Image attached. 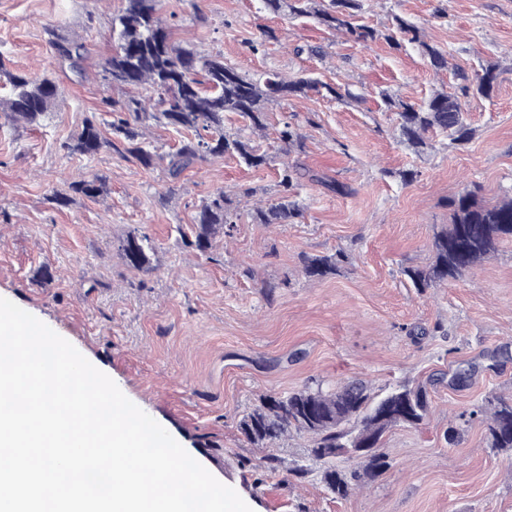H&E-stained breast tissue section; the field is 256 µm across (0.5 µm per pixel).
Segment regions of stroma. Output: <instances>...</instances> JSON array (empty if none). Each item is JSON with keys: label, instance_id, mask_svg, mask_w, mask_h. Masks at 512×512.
Masks as SVG:
<instances>
[{"label": "stroma", "instance_id": "35a3bbf8", "mask_svg": "<svg viewBox=\"0 0 512 512\" xmlns=\"http://www.w3.org/2000/svg\"><path fill=\"white\" fill-rule=\"evenodd\" d=\"M360 4V22L373 28L397 16L416 25L447 55V70L435 71L417 44L360 45L272 15L262 0H162L174 40L202 56L250 76L308 74L356 94L271 102L261 131L226 115L225 133L268 152V163L209 156L174 180L163 166L110 150L87 158L64 148L88 117L110 135L103 99L151 96L100 72L122 0H0V57L15 73L53 76L60 103L35 126L0 114V297L68 340L253 512H512V450L489 448L485 423L460 418L512 396V239L438 288L419 291L405 274L429 263L450 199L512 197V0ZM72 37L88 48L78 73L59 66L51 45ZM311 45L324 55L309 54ZM489 64L491 96L463 101L469 142L434 134L419 152L401 137L384 96L420 104L454 93L458 72L472 77ZM286 123L302 140L284 152L277 132ZM285 161L304 169L287 194L300 213L256 223L255 208L284 195ZM82 175L103 176L104 192L52 201ZM331 181L350 194L330 191ZM219 191L234 226L202 252L190 244L194 219ZM131 234L152 239L150 270L126 265L120 243ZM336 253L334 274L306 275L305 258ZM467 367L466 381L451 384ZM354 380L373 398L425 386L430 411L419 425L386 432L388 468L347 498L322 482L307 436L278 441L272 471L238 430L263 396L332 392ZM296 466L309 474L291 475Z\"/></svg>", "mask_w": 512, "mask_h": 512}]
</instances>
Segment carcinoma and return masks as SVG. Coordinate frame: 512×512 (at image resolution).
<instances>
[{
  "instance_id": "obj_1",
  "label": "carcinoma",
  "mask_w": 512,
  "mask_h": 512,
  "mask_svg": "<svg viewBox=\"0 0 512 512\" xmlns=\"http://www.w3.org/2000/svg\"><path fill=\"white\" fill-rule=\"evenodd\" d=\"M265 7L290 19L312 18L333 32L344 34L355 43L385 39L395 47L408 41L421 48L429 64L436 70L448 67L446 55L420 39L419 29L401 17L394 18L392 26L380 33L357 20L358 0H264ZM114 48L99 66L110 83L153 89L156 99L151 107L130 97L123 101L106 98L102 104L112 114L109 126L112 138L104 137L91 118L85 119L82 129L67 148L83 156L93 157L102 149H111L123 157L131 156L142 166L165 167L170 178L176 180L193 164L208 155L236 153L252 167L266 163L267 157L254 147L233 139L224 133V113L232 112L250 122L252 128L265 126V104L290 95H305L322 88L336 99H354L349 88L331 86L312 78L285 79L276 73L261 78L239 74L219 58H205L191 47L177 44L160 16L159 0H123L120 13L112 20ZM57 58L75 66L83 57L85 46L77 40L52 41ZM0 70L8 78L9 93L0 100V111L15 122L28 124L40 118L56 105L58 90L47 77H32L6 70L0 60ZM459 92H438L427 102L414 105L402 100L385 98L388 110H396L400 130L407 141L419 147L425 145V135L435 130L451 140L465 143L471 137L467 128L461 99L480 94L489 96L494 87L495 74L488 68L472 82L469 76L459 74ZM150 119L163 120L174 129L192 131L194 137L185 139L175 150L159 154L144 146L142 124ZM299 168L283 164L279 186L288 190L299 178ZM105 183L98 176L70 184V190L88 198L104 192ZM450 221L433 240V263L423 269L406 271L420 291L456 280L473 270L496 250L504 237L512 238V198L493 205H483L474 194L467 192L448 203ZM298 215L295 203L288 196L256 211L261 224H279ZM194 245L199 249L211 246L210 238L233 224L230 220V201L219 191L204 201L195 218ZM128 266L142 270L150 264L153 252L147 235L129 236L121 244ZM342 256L335 254L304 261V270L310 277H324L336 271ZM392 402L385 415L372 414L373 405L361 384H350L333 392L304 389L287 396H266L240 420L241 434L251 444L269 447L294 428L311 437V458L324 462L323 448H352L364 445L372 453L356 461L350 474L332 467L323 470V480L334 494L344 498L349 494L350 481L361 483L375 480L387 467L386 455L381 451L384 433L398 424L418 425L430 408L426 390L421 386L396 389L382 398ZM482 420L487 424L488 444L491 448L512 449V399L496 398L477 407L460 418ZM356 420L357 431L342 428V424Z\"/></svg>"
}]
</instances>
